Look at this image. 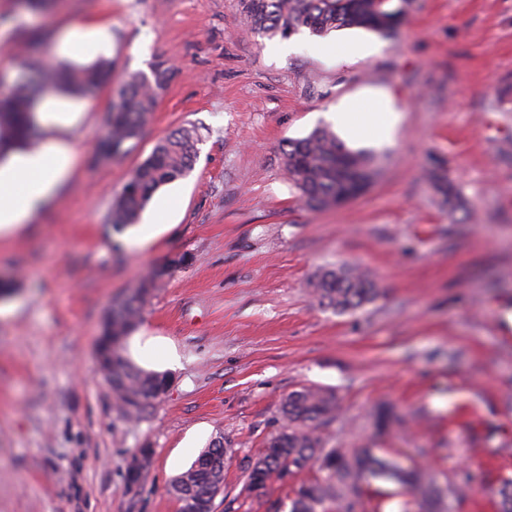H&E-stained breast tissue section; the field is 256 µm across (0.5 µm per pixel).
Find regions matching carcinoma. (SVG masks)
I'll return each instance as SVG.
<instances>
[{
  "mask_svg": "<svg viewBox=\"0 0 512 512\" xmlns=\"http://www.w3.org/2000/svg\"><path fill=\"white\" fill-rule=\"evenodd\" d=\"M244 19L252 30L287 37L307 29L323 36L344 28H360L379 34L394 32L404 8L390 0H242ZM43 81L70 93L86 94L108 83L111 69L105 64L82 68L53 67L42 72ZM164 88L163 72L152 76H131L120 90L108 114L104 142L112 155L125 153V145L140 137ZM34 92L19 86L6 100H0V142L32 144L30 114ZM198 137L186 129L160 140L150 156L132 173L123 192L112 203L110 223L123 228L135 223L140 213L162 186L185 177L197 156ZM288 175L311 210L338 206L343 198L362 195L376 180L379 167L375 156L364 149H351L327 127L288 142L283 151ZM162 273L156 271L138 286L112 303L99 340L97 357L112 384L118 412L130 418L150 407L159 388L167 383L164 374L145 371L125 353V340L136 328L143 305ZM319 302L338 313L352 312L374 301L380 294L376 281L349 265L325 267L311 282ZM336 393L319 387L296 391L284 400V429L268 440L249 474V489L259 491L275 476L294 478L313 468L324 473L322 480L300 483L294 489L291 512H363L368 479L390 481L422 501L427 512H437L442 493L420 468H403L394 460L377 457L369 449L350 451L328 448L317 430L336 419ZM229 449L212 441L173 483L181 512L206 508L224 483V463ZM497 512H512V480L503 481L496 491Z\"/></svg>",
  "mask_w": 512,
  "mask_h": 512,
  "instance_id": "1",
  "label": "carcinoma"
}]
</instances>
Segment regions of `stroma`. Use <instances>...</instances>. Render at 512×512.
Masks as SVG:
<instances>
[{
	"label": "stroma",
	"instance_id": "35a3bbf8",
	"mask_svg": "<svg viewBox=\"0 0 512 512\" xmlns=\"http://www.w3.org/2000/svg\"><path fill=\"white\" fill-rule=\"evenodd\" d=\"M110 26V84L85 95L75 173L41 222L0 239V512H180L172 482L223 439L232 454L213 512H290L293 481L249 488L284 425L288 394L335 390L327 446L422 466L444 512H496L512 479V0H409L396 34L337 31L378 45L344 59L321 37L254 32L240 0H0V100L69 29ZM166 73L142 135L99 159L120 86ZM384 92L400 113L380 174L351 202L313 211L282 161L342 98ZM196 130L190 173L138 222L112 201L157 142ZM460 192L450 211L428 178ZM348 264L379 297L339 314L310 283ZM164 268L135 333L172 351L147 368L169 385L135 420L116 410L95 348L113 300ZM391 407L404 426L379 433ZM152 449L140 483L126 472ZM469 480L465 497L450 488Z\"/></svg>",
	"mask_w": 512,
	"mask_h": 512
}]
</instances>
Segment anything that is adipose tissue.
Listing matches in <instances>:
<instances>
[{
    "label": "adipose tissue",
    "mask_w": 512,
    "mask_h": 512,
    "mask_svg": "<svg viewBox=\"0 0 512 512\" xmlns=\"http://www.w3.org/2000/svg\"><path fill=\"white\" fill-rule=\"evenodd\" d=\"M84 109V103L58 93L44 96L33 114L40 144H16L0 152V237L32 224L71 178L72 133L84 120ZM331 118L340 128L355 124L366 139L381 140L392 134L399 114L389 98L368 95L342 99Z\"/></svg>",
    "instance_id": "ef3b65f1"
}]
</instances>
